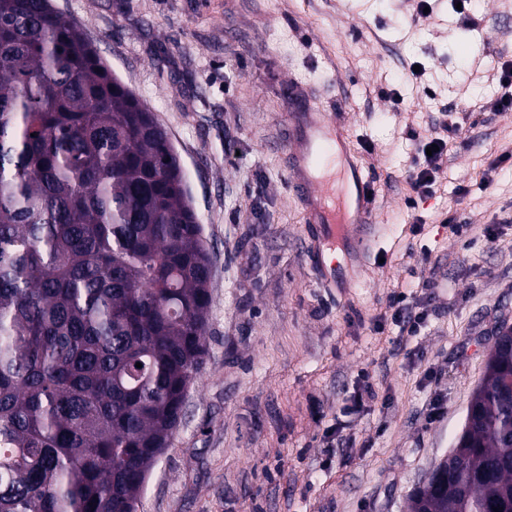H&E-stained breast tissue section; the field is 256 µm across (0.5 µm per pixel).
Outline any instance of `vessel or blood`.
I'll list each match as a JSON object with an SVG mask.
<instances>
[{
	"mask_svg": "<svg viewBox=\"0 0 512 512\" xmlns=\"http://www.w3.org/2000/svg\"><path fill=\"white\" fill-rule=\"evenodd\" d=\"M303 124L289 135L296 181L294 189L305 202L306 222L317 243L313 262L327 286H342L348 270L324 258L336 245L356 248L364 243V228L374 209L370 185L359 161L347 146L349 134L343 118L329 117L303 105Z\"/></svg>",
	"mask_w": 512,
	"mask_h": 512,
	"instance_id": "b4317fda",
	"label": "vessel or blood"
}]
</instances>
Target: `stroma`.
<instances>
[{
  "label": "stroma",
  "instance_id": "1",
  "mask_svg": "<svg viewBox=\"0 0 512 512\" xmlns=\"http://www.w3.org/2000/svg\"><path fill=\"white\" fill-rule=\"evenodd\" d=\"M418 2L52 0L167 130L212 261L207 354L137 512H408L454 448L512 327V160L496 162L512 0ZM310 89L376 199L345 288L320 283L291 185L293 94ZM445 112L467 119L412 199L410 135ZM429 279L427 319L400 338L392 297ZM365 382L371 410L340 416Z\"/></svg>",
  "mask_w": 512,
  "mask_h": 512
}]
</instances>
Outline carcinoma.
I'll return each instance as SVG.
<instances>
[{"instance_id": "1", "label": "carcinoma", "mask_w": 512, "mask_h": 512, "mask_svg": "<svg viewBox=\"0 0 512 512\" xmlns=\"http://www.w3.org/2000/svg\"><path fill=\"white\" fill-rule=\"evenodd\" d=\"M177 154L51 0H0V512H136L203 363ZM141 367H136V364ZM411 512H512V344Z\"/></svg>"}]
</instances>
